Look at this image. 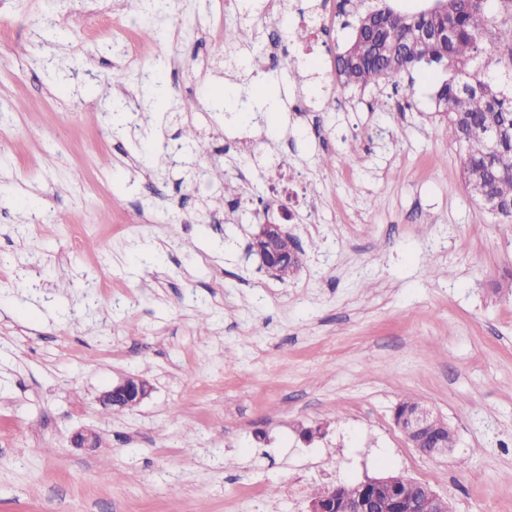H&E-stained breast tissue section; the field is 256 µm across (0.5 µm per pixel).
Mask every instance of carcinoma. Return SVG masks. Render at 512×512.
I'll return each mask as SVG.
<instances>
[{
    "instance_id": "carcinoma-1",
    "label": "carcinoma",
    "mask_w": 512,
    "mask_h": 512,
    "mask_svg": "<svg viewBox=\"0 0 512 512\" xmlns=\"http://www.w3.org/2000/svg\"><path fill=\"white\" fill-rule=\"evenodd\" d=\"M487 0H447V11L402 14L389 8L359 17L361 34L336 55L335 71L344 87H366L384 79L395 83L402 71L419 67L447 78L438 88V112L448 120L455 141L465 149L463 174L476 200L489 209L499 197H512V134L497 152L487 154L486 134L498 127L512 130V83L494 84L472 73L488 43L512 44V0H501L505 17L486 13ZM447 26L454 31L444 43L417 42L411 28Z\"/></svg>"
}]
</instances>
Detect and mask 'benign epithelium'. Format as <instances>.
Instances as JSON below:
<instances>
[{"mask_svg":"<svg viewBox=\"0 0 512 512\" xmlns=\"http://www.w3.org/2000/svg\"><path fill=\"white\" fill-rule=\"evenodd\" d=\"M287 234L283 224L264 219L260 231L251 239L250 250L262 266L273 274L293 262L300 265L297 248L286 253L277 247L279 237ZM151 386L139 377H127L103 391L99 402L104 407L131 408L149 395ZM395 422L407 441L427 456L442 455L448 451L450 431L445 421L431 410L417 404L406 408L395 417ZM359 492L353 498H337L338 488H333L328 498H312L308 512H451L448 500L429 485L403 476L368 479L358 484Z\"/></svg>","mask_w":512,"mask_h":512,"instance_id":"obj_1","label":"benign epithelium"}]
</instances>
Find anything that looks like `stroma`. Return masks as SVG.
I'll list each match as a JSON object with an SVG mask.
<instances>
[{
	"mask_svg": "<svg viewBox=\"0 0 512 512\" xmlns=\"http://www.w3.org/2000/svg\"><path fill=\"white\" fill-rule=\"evenodd\" d=\"M223 7L165 0L160 43L124 26L144 0H0V512H308L315 487L390 473L512 512V233L463 178L437 80L342 89L345 0L315 66L264 59L268 0ZM95 11L110 38L81 26ZM161 98L200 101L209 178L164 161L183 123ZM284 173L308 199L289 222ZM266 218L302 252L288 279L246 251ZM128 376L149 396L104 415ZM405 398L452 426L447 455L407 441Z\"/></svg>",
	"mask_w": 512,
	"mask_h": 512,
	"instance_id": "obj_1",
	"label": "stroma"
}]
</instances>
